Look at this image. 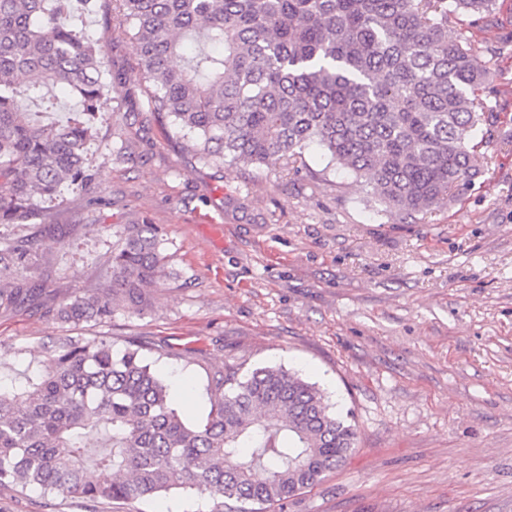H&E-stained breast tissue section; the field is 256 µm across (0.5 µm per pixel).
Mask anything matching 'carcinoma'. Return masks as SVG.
Wrapping results in <instances>:
<instances>
[{"mask_svg": "<svg viewBox=\"0 0 512 512\" xmlns=\"http://www.w3.org/2000/svg\"><path fill=\"white\" fill-rule=\"evenodd\" d=\"M131 33L149 110L193 139L205 165L286 167L316 144L405 220L479 173L473 143L499 114L478 98L490 67L461 39L459 13L493 21L494 0H114ZM74 0H0V224L46 214L38 200L89 186L85 146L110 108L96 44L73 29ZM77 100L66 122L55 89ZM158 227L118 225L104 278L49 310L69 325L143 312L169 274ZM35 237L0 242V310L39 294ZM142 338L113 350L66 336L22 380L0 373V484L137 501L179 490L225 512L286 501L355 449L354 426L314 385L281 367L209 379L210 410L173 407Z\"/></svg>", "mask_w": 512, "mask_h": 512, "instance_id": "cac0c4a2", "label": "carcinoma"}]
</instances>
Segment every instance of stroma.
<instances>
[{
    "mask_svg": "<svg viewBox=\"0 0 512 512\" xmlns=\"http://www.w3.org/2000/svg\"><path fill=\"white\" fill-rule=\"evenodd\" d=\"M77 13L123 73L87 146L90 188L62 187L46 222L0 224L4 238L42 239L36 274L50 297L103 276L120 224L162 235L172 276L143 313L71 326L41 308L0 312V371L42 360L65 336H131L163 346L157 369L175 408L210 410L209 375L280 366L315 383L357 428L352 455L313 488L266 512H512V0L494 22L459 15L449 38L492 64L499 114L479 174L427 214L399 222L364 180L317 147L297 169L202 164L191 141L147 109L134 40L111 0ZM173 494L95 512H215ZM0 512H85L78 499L0 486Z\"/></svg>",
    "mask_w": 512,
    "mask_h": 512,
    "instance_id": "1",
    "label": "stroma"
}]
</instances>
